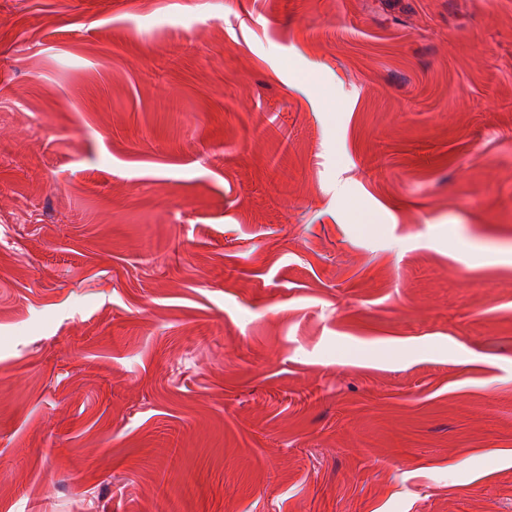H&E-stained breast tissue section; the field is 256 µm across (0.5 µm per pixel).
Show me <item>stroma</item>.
<instances>
[{
    "mask_svg": "<svg viewBox=\"0 0 512 512\" xmlns=\"http://www.w3.org/2000/svg\"><path fill=\"white\" fill-rule=\"evenodd\" d=\"M0 512H512V0H0Z\"/></svg>",
    "mask_w": 512,
    "mask_h": 512,
    "instance_id": "35a3bbf8",
    "label": "stroma"
}]
</instances>
